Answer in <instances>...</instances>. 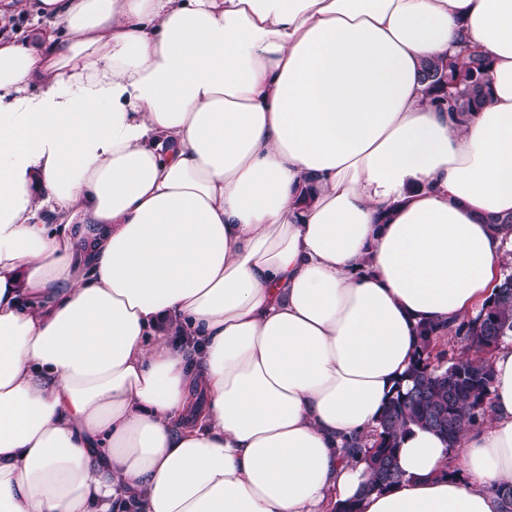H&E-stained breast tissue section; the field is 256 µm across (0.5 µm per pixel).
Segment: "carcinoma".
I'll return each instance as SVG.
<instances>
[{"label": "carcinoma", "mask_w": 512, "mask_h": 512, "mask_svg": "<svg viewBox=\"0 0 512 512\" xmlns=\"http://www.w3.org/2000/svg\"><path fill=\"white\" fill-rule=\"evenodd\" d=\"M491 63L477 48L460 46L453 55L429 58L421 77L427 99L449 112H473L491 102ZM467 353L439 364L444 337L434 326L418 325L417 358L389 398L374 433L366 441L348 444L349 454H370L368 492L383 491L399 483L397 463L401 439L414 427L426 428L454 446L459 434L484 419L489 405L493 373L488 355L505 336H512V260L504 263L495 293L476 318L448 329Z\"/></svg>", "instance_id": "obj_1"}]
</instances>
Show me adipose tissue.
<instances>
[{
	"instance_id": "obj_1",
	"label": "adipose tissue",
	"mask_w": 512,
	"mask_h": 512,
	"mask_svg": "<svg viewBox=\"0 0 512 512\" xmlns=\"http://www.w3.org/2000/svg\"><path fill=\"white\" fill-rule=\"evenodd\" d=\"M31 8L0 36V512H506L512 336L484 421L413 429L398 484L344 443L512 250V0ZM462 39L492 62L463 119L421 80Z\"/></svg>"
}]
</instances>
